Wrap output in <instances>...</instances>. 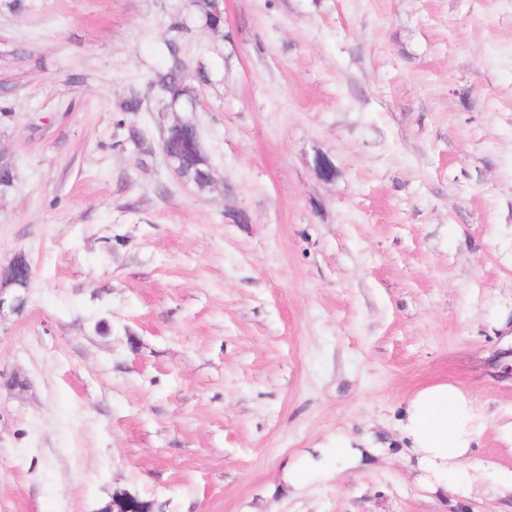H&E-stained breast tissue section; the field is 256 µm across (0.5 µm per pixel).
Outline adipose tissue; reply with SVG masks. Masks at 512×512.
<instances>
[{
	"label": "adipose tissue",
	"mask_w": 512,
	"mask_h": 512,
	"mask_svg": "<svg viewBox=\"0 0 512 512\" xmlns=\"http://www.w3.org/2000/svg\"><path fill=\"white\" fill-rule=\"evenodd\" d=\"M481 428L473 400L450 383L425 387L410 397L399 418V431L409 449L413 467L422 472L430 491L445 496L467 492L460 468ZM371 436L353 439L336 432L315 452L305 455L283 475L295 488L323 481L336 471L359 466L366 456L381 455Z\"/></svg>",
	"instance_id": "1"
}]
</instances>
